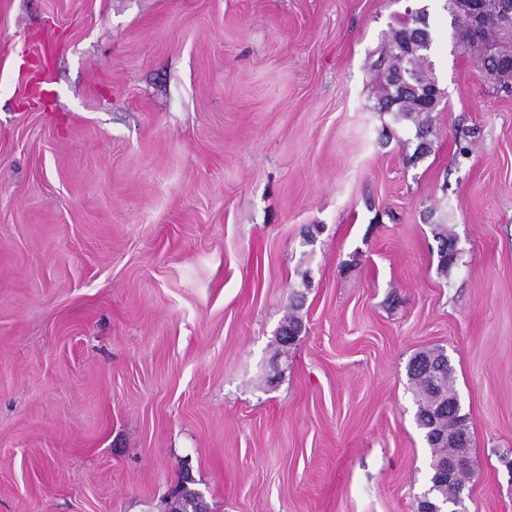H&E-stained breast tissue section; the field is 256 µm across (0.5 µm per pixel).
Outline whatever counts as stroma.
Segmentation results:
<instances>
[{
  "instance_id": "35a3bbf8",
  "label": "stroma",
  "mask_w": 512,
  "mask_h": 512,
  "mask_svg": "<svg viewBox=\"0 0 512 512\" xmlns=\"http://www.w3.org/2000/svg\"><path fill=\"white\" fill-rule=\"evenodd\" d=\"M409 8L445 91L418 160L371 67ZM450 21L0 0V512H168L186 475L210 512H417L435 346L466 512H512V92ZM424 359L431 363L429 367L424 365ZM407 373L417 397L416 422L423 432L424 440L432 450L430 483L433 485L434 491L431 495V502L436 507H440L447 498L450 500L456 497L470 479L472 472L470 460L471 438L467 419L464 414H461L460 404L449 416L448 408L446 412L442 413L435 409L441 403H448V400L455 396L452 388L454 370L448 355L444 353L442 348H431L414 355L408 363ZM448 428L451 429L449 433L459 437L460 445L445 447L444 443L437 442L438 436L448 431ZM462 454L467 455V457L462 463L458 464L456 471L453 469L455 463H453V466L448 465V463L443 464L438 469L441 479L448 477V480H450L454 472L456 474L454 482L442 484L438 479L434 461L448 462V457Z\"/></svg>"
}]
</instances>
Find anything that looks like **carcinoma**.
I'll use <instances>...</instances> for the list:
<instances>
[{"mask_svg":"<svg viewBox=\"0 0 512 512\" xmlns=\"http://www.w3.org/2000/svg\"><path fill=\"white\" fill-rule=\"evenodd\" d=\"M408 38L413 41L418 52L415 62L419 66L421 76L416 81L409 79L408 59L400 48L398 32L392 31L388 47L374 63V67L385 80V85L381 86L378 97V110L393 112L397 118L407 120L414 125L415 137L418 140L415 156L421 157L430 148L428 136L431 134L429 110L424 108V101L432 93V86L436 83L430 60L433 39L428 22L425 21L420 26L411 28ZM478 64L484 69L512 70V55L490 56L484 60H478ZM436 239L439 241V266L445 271L448 265L453 263L451 254L448 252V245L452 240L448 238L447 229L443 227L436 232ZM301 331L302 324L299 318L291 314L279 330L276 340L280 343L282 338L286 337L288 344L291 345ZM407 373L417 397L416 422L423 432L424 440L432 450V460L446 462L451 456L466 455L462 463L458 464L455 471L456 479L452 483H441L436 467H431L430 483L434 487L431 499L432 503L439 507L445 500L456 497L470 479L472 468L468 455H470L471 438L467 419L461 414L459 408L450 414L436 410L439 404L446 403L455 396L452 388L454 370L448 355L442 348H431L414 355L408 363ZM446 431L457 435L460 445L448 447L437 441L438 436ZM189 483L190 479L185 477L177 485L171 512H194L198 492L190 488Z\"/></svg>","mask_w":512,"mask_h":512,"instance_id":"obj_1","label":"carcinoma"}]
</instances>
